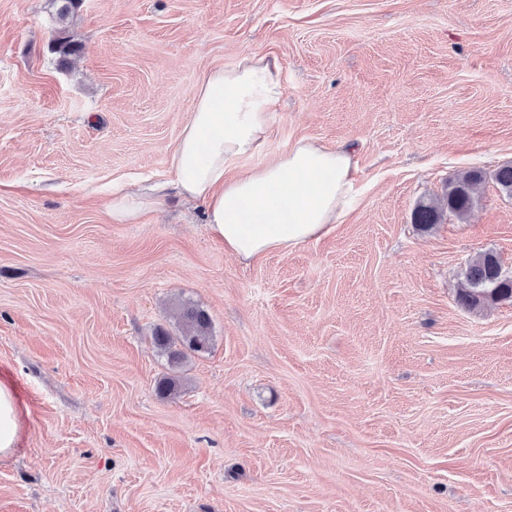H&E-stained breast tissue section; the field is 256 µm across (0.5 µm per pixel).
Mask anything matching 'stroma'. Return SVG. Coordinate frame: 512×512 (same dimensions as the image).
<instances>
[{"mask_svg": "<svg viewBox=\"0 0 512 512\" xmlns=\"http://www.w3.org/2000/svg\"><path fill=\"white\" fill-rule=\"evenodd\" d=\"M249 51L283 96L241 168L348 144L358 199L245 264L169 159L193 88ZM506 164L512 0H82L64 23L0 0V512H512V303H457L479 253L512 276ZM473 167L467 217L414 224ZM150 182L161 203L112 223L113 185ZM182 300L214 344L173 368L153 336ZM20 413L13 389L0 381V457L9 455L16 446L20 430Z\"/></svg>", "mask_w": 512, "mask_h": 512, "instance_id": "35a3bbf8", "label": "stroma"}]
</instances>
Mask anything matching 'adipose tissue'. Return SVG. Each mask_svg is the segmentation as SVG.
<instances>
[{
	"mask_svg": "<svg viewBox=\"0 0 512 512\" xmlns=\"http://www.w3.org/2000/svg\"><path fill=\"white\" fill-rule=\"evenodd\" d=\"M282 93L281 65L264 54L210 70L193 91L190 119L169 161L172 185L205 203L210 233L246 263L329 235L353 201V149L345 145L300 140L272 161L227 177L264 147ZM166 187H114L106 211L115 223H137Z\"/></svg>",
	"mask_w": 512,
	"mask_h": 512,
	"instance_id": "adipose-tissue-1",
	"label": "adipose tissue"
}]
</instances>
